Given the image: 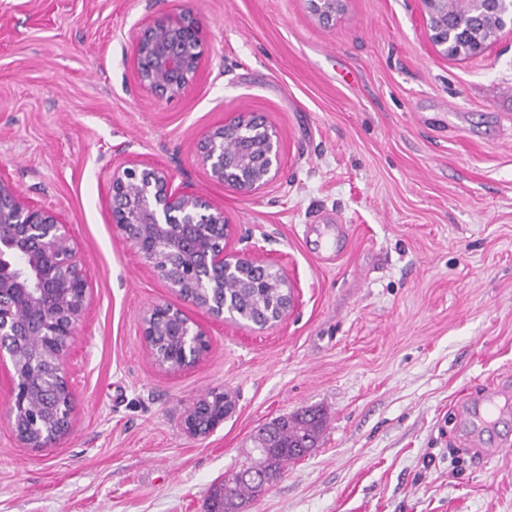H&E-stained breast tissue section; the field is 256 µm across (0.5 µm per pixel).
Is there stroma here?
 <instances>
[{"mask_svg": "<svg viewBox=\"0 0 512 512\" xmlns=\"http://www.w3.org/2000/svg\"><path fill=\"white\" fill-rule=\"evenodd\" d=\"M192 13L206 62L174 99L143 92L131 39ZM262 113L283 169L243 197L194 156L207 130ZM132 154L195 183L242 249L262 230L298 301L260 332L214 327L178 373L142 337L184 307L112 224ZM0 174L71 224L92 303L67 371L72 431L21 447L0 387V512H204L251 437L320 409L315 448L243 512H512V37L477 58L427 43L417 0H348L332 28L303 0H0ZM497 388L494 451L472 454L467 399ZM234 413L185 432L212 390ZM223 400H224V403L226 404L225 407H224V405L221 406V401H223ZM212 403H213L214 410L220 411L223 408H224V410L220 411V413L214 418L213 424L210 423L209 430H205L206 422H201V420H197L192 417V413L194 411V408H192L186 414V416L183 420V426L187 433L194 435V436H199L200 434H203V433L207 434L212 429L216 428L219 424L224 422V417L226 418L227 416L231 415L236 409L235 399L228 392H225V399H224V395H221L220 393L217 394L215 399L212 400Z\"/></svg>", "mask_w": 512, "mask_h": 512, "instance_id": "stroma-1", "label": "stroma"}]
</instances>
